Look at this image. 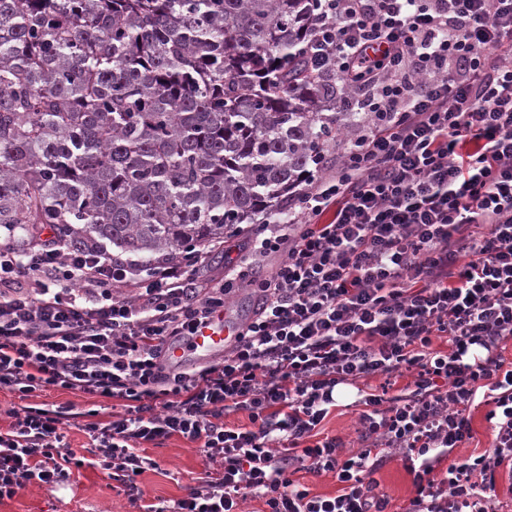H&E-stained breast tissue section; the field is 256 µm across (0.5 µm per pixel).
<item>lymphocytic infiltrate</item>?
Instances as JSON below:
<instances>
[{"mask_svg": "<svg viewBox=\"0 0 512 512\" xmlns=\"http://www.w3.org/2000/svg\"><path fill=\"white\" fill-rule=\"evenodd\" d=\"M310 66L332 74L341 109L363 114L335 172L293 193L287 220L262 224L250 258L284 251L231 349L201 369L168 364L170 346L223 311L234 281L201 278L207 251L149 269L56 234L0 241V386L20 394L0 430V501L69 481L67 430L139 512H385L371 480L379 455L411 464L403 512H499L512 471V0H317ZM133 283L131 297L115 288ZM447 337L437 350L433 340ZM409 376L410 393L369 391ZM363 386L360 446L322 436L338 385ZM118 401L108 415L28 404L43 388ZM482 397L491 448L447 465L470 439ZM243 412L244 425L226 424ZM196 443L221 467L187 497L147 504L134 481L148 445ZM331 472L340 489L294 483Z\"/></svg>", "mask_w": 512, "mask_h": 512, "instance_id": "obj_1", "label": "lymphocytic infiltrate"}]
</instances>
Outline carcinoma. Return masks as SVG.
I'll use <instances>...</instances> for the list:
<instances>
[{
	"label": "carcinoma",
	"instance_id": "obj_1",
	"mask_svg": "<svg viewBox=\"0 0 512 512\" xmlns=\"http://www.w3.org/2000/svg\"><path fill=\"white\" fill-rule=\"evenodd\" d=\"M312 0H0V225L151 266L276 210L359 114Z\"/></svg>",
	"mask_w": 512,
	"mask_h": 512
}]
</instances>
